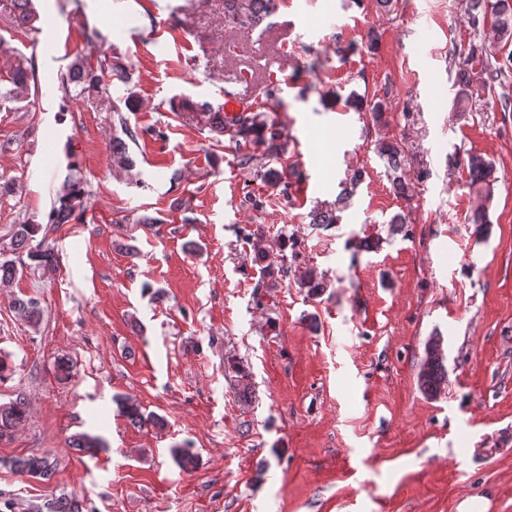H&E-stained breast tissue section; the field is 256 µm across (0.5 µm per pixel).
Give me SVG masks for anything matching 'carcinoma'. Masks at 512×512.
Returning <instances> with one entry per match:
<instances>
[{"instance_id":"1","label":"carcinoma","mask_w":512,"mask_h":512,"mask_svg":"<svg viewBox=\"0 0 512 512\" xmlns=\"http://www.w3.org/2000/svg\"><path fill=\"white\" fill-rule=\"evenodd\" d=\"M277 9L276 0H224V15L243 27L257 28L269 18ZM467 15L472 28L490 29L493 37L498 40H512V0H467ZM483 53V47L474 43L470 44L467 57L458 62L456 71L457 82L461 86L460 93L470 92L472 76L468 68L469 61ZM122 83L128 82L127 74L122 64L114 60L112 63L102 61L97 67L85 63L81 59L73 61L68 69V74L62 78L65 94L76 93L81 95L90 90H100L104 87V77ZM30 76L23 62H18L10 76V89L15 95L28 90ZM175 112H193L199 123L209 130L222 133L227 131L236 138L239 147L238 165L242 169H250L254 166L255 156L247 151L251 145L264 148L266 156L274 160L285 151L286 138L281 128L274 123L260 119L253 113V109L246 108L237 116L227 117L224 112L214 111L209 106L198 104L187 97L180 99L172 105ZM379 156L386 159L388 169L393 172L392 186L397 194L408 195L409 183L398 174L401 170L404 148L399 141L383 142L377 147ZM113 163L121 168L133 167L134 161L126 152L125 143L118 140L112 143ZM469 172V187L477 194L491 195L495 179L492 174V166L479 155H470L463 160ZM302 174L283 169L281 171L271 169L267 178L273 185L288 190L292 181L299 180ZM364 174L361 170L354 171L350 175L348 183L342 188L336 203L320 208L315 212L313 223L331 226L341 221V212L347 207V202L352 198L354 189L361 183ZM86 191L82 181L68 178L62 185L53 204L48 224H18L12 238V259H0V284H8L13 281L24 268L53 270L58 264V256L54 247L48 241V234L59 229L60 225L74 220L76 213L83 210ZM297 283L302 288L308 289L312 295L318 293L324 287L317 273L306 268L297 276ZM18 310L26 319L37 326L43 318L42 308L38 298L30 296L26 299H18L15 302ZM448 379V368L443 348V338L431 336L425 343L424 357L418 374V386L420 391L428 398L439 396ZM116 402L122 414L133 423L145 426L159 424L158 419L145 415L140 407L128 397H119ZM29 413V402L24 395L18 394L16 398L0 404V441L12 438L16 429L24 422ZM73 448L87 451L91 448L104 446L103 440L97 436L87 434L75 435L69 439ZM172 455L176 464L184 469L195 468L196 456L191 449L184 445L172 448ZM1 464L9 467L20 475L29 477H45L50 474L54 463L47 456L29 455L3 460ZM34 512H89L85 502L73 495H63L54 501L47 503L45 508H36Z\"/></svg>"}]
</instances>
